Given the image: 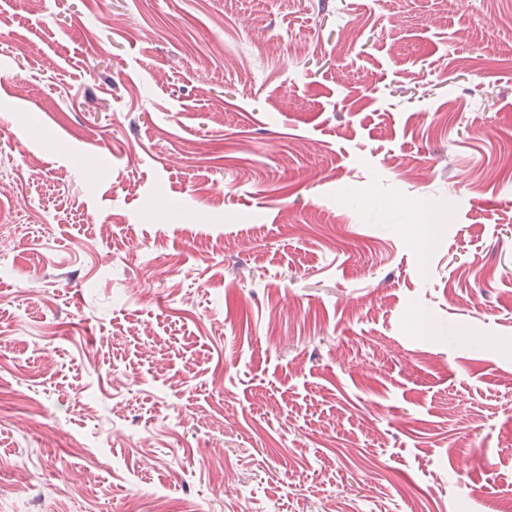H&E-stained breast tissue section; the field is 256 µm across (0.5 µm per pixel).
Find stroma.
I'll return each mask as SVG.
<instances>
[{
    "mask_svg": "<svg viewBox=\"0 0 512 512\" xmlns=\"http://www.w3.org/2000/svg\"><path fill=\"white\" fill-rule=\"evenodd\" d=\"M511 159L512 0H0V512H493Z\"/></svg>",
    "mask_w": 512,
    "mask_h": 512,
    "instance_id": "stroma-1",
    "label": "stroma"
}]
</instances>
